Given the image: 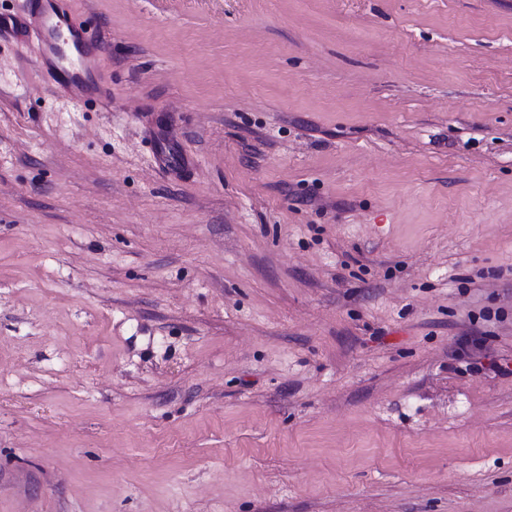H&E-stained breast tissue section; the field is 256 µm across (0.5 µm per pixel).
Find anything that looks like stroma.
Instances as JSON below:
<instances>
[{"instance_id": "obj_1", "label": "stroma", "mask_w": 512, "mask_h": 512, "mask_svg": "<svg viewBox=\"0 0 512 512\" xmlns=\"http://www.w3.org/2000/svg\"><path fill=\"white\" fill-rule=\"evenodd\" d=\"M0 42V512H512V0H77ZM69 3L67 0H28L27 15L36 23L34 28L25 17L0 15V40L33 33L39 45L35 65L48 77L60 98L76 105L87 100L112 104L108 83L94 78L91 71L97 65L101 41L71 23ZM63 28L69 33L67 45L58 40ZM21 30L25 35L19 33ZM70 46L77 54L78 65L72 66L64 60L63 55Z\"/></svg>"}]
</instances>
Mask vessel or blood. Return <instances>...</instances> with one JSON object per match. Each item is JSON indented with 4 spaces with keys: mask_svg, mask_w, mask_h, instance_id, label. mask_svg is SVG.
Here are the masks:
<instances>
[{
    "mask_svg": "<svg viewBox=\"0 0 512 512\" xmlns=\"http://www.w3.org/2000/svg\"><path fill=\"white\" fill-rule=\"evenodd\" d=\"M69 8L68 0H27L26 16L0 15V40L33 32L39 45L35 65L60 98L76 105L111 102L108 84L92 75L100 41L72 25Z\"/></svg>",
    "mask_w": 512,
    "mask_h": 512,
    "instance_id": "vessel-or-blood-1",
    "label": "vessel or blood"
}]
</instances>
